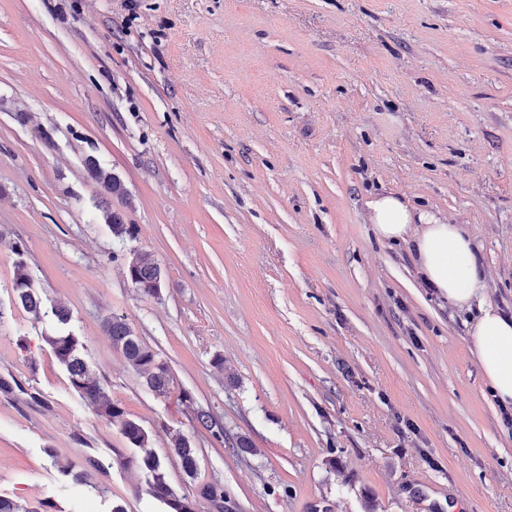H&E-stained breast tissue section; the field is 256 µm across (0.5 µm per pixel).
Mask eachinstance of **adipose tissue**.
<instances>
[{
    "label": "adipose tissue",
    "mask_w": 512,
    "mask_h": 512,
    "mask_svg": "<svg viewBox=\"0 0 512 512\" xmlns=\"http://www.w3.org/2000/svg\"><path fill=\"white\" fill-rule=\"evenodd\" d=\"M369 207L375 234L382 239H411L422 276L456 307L476 309L471 336L480 370L501 405H512V317L501 313L484 294V271L467 231L415 209L392 194ZM421 225L411 234L412 225Z\"/></svg>",
    "instance_id": "adipose-tissue-1"
}]
</instances>
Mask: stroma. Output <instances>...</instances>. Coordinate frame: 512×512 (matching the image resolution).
Here are the masks:
<instances>
[{"label": "stroma", "mask_w": 512, "mask_h": 512, "mask_svg": "<svg viewBox=\"0 0 512 512\" xmlns=\"http://www.w3.org/2000/svg\"><path fill=\"white\" fill-rule=\"evenodd\" d=\"M384 193L463 226L512 316V0H0V495L165 512L46 342L69 333L177 492L218 483L239 512H512V427L470 317L409 243L377 238ZM132 249L160 264L159 295L132 286ZM115 313L167 363V395L113 348ZM87 169L91 177L104 184L108 192L115 196H122L125 193V188L122 181L115 175L107 174L95 160L87 161ZM13 288L17 293L21 305L29 313L38 316L42 301L32 288V282L26 268V263L22 259H19L14 264ZM196 419L202 428L206 429L207 431H211L212 434L217 438H223L225 446L227 444L229 448H233L238 455L249 453L251 450V443L246 436L242 434H227L224 432V428L220 426L210 414L205 412H198ZM170 448L179 459L184 473L189 478H194L197 472L198 448L192 446L187 437L179 434L172 438Z\"/></svg>", "instance_id": "stroma-1"}]
</instances>
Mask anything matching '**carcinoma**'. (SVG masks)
<instances>
[{
  "label": "carcinoma",
  "instance_id": "cac0c4a2",
  "mask_svg": "<svg viewBox=\"0 0 512 512\" xmlns=\"http://www.w3.org/2000/svg\"><path fill=\"white\" fill-rule=\"evenodd\" d=\"M87 169L91 177L104 184L108 192L122 196L125 188L122 181L106 173L95 160L87 161ZM105 220L109 224L112 235L119 241L134 237L133 228L124 223L118 212L108 211ZM127 276L131 284L144 296L158 294L163 280V272L158 262L142 251H131L127 263ZM13 288L21 305L37 316L42 301L32 288L30 275L23 260L14 264ZM104 330L109 336L112 347L119 350L127 364L142 378L147 387L159 394L167 393L172 383L169 368L158 353L146 346L135 335L128 318L124 314H114L104 320ZM56 359L63 364L68 372L69 383L94 410L97 416L118 426L124 438L133 448L140 450V455L126 460L129 465L136 466L145 476L149 495L165 506V512H203L201 503L208 505V512H236L237 505L226 493L224 487L217 483H207L193 493H176L170 486L164 464L151 451V438L145 428L137 421L127 417L121 404L112 400L106 385L94 376L88 362L79 353V340L70 334L48 336ZM198 424L224 439L228 447L243 455L251 450L249 439L242 435H229L224 432L213 416L200 412L196 416ZM171 451L181 463L184 473L193 478L197 472L198 449L183 436L172 438Z\"/></svg>",
  "mask_w": 512,
  "mask_h": 512
}]
</instances>
